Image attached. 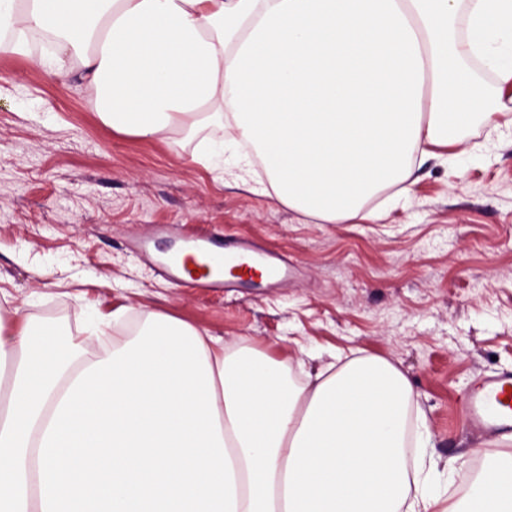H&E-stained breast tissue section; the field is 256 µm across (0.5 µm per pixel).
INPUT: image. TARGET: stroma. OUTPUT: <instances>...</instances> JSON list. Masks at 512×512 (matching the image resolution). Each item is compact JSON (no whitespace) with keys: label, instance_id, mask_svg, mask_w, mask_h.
<instances>
[{"label":"stroma","instance_id":"35a3bbf8","mask_svg":"<svg viewBox=\"0 0 512 512\" xmlns=\"http://www.w3.org/2000/svg\"><path fill=\"white\" fill-rule=\"evenodd\" d=\"M475 75L493 119L415 167L409 199L392 189L372 199L378 221L328 224L263 195L257 156L228 130L114 132L79 78L0 52V320L77 331L86 306L121 309L111 331L121 342L162 313L262 352L295 380L339 353L387 359L425 413V455L455 462L429 491L461 496L487 459L512 453L511 439L472 431L463 406L480 379L512 369V85ZM209 150L223 152V171L199 163ZM157 224L168 234L153 236ZM198 232L253 240L294 274L205 292L157 275L136 246L153 236L158 254Z\"/></svg>","mask_w":512,"mask_h":512}]
</instances>
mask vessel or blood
Here are the masks:
<instances>
[{
	"label": "vessel or blood",
	"mask_w": 512,
	"mask_h": 512,
	"mask_svg": "<svg viewBox=\"0 0 512 512\" xmlns=\"http://www.w3.org/2000/svg\"><path fill=\"white\" fill-rule=\"evenodd\" d=\"M226 248L217 237L193 245L191 250L168 255L161 274L189 288L234 290L235 281L225 279ZM466 417L476 431L512 433V370L483 378L475 385L466 404Z\"/></svg>",
	"instance_id": "1"
}]
</instances>
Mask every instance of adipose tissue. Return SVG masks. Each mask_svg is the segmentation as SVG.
Listing matches in <instances>:
<instances>
[{
    "label": "adipose tissue",
    "instance_id": "adipose-tissue-1",
    "mask_svg": "<svg viewBox=\"0 0 512 512\" xmlns=\"http://www.w3.org/2000/svg\"><path fill=\"white\" fill-rule=\"evenodd\" d=\"M30 31L112 131L229 128L271 197L328 224L373 219L481 117L467 62L512 84V0H0V51L31 56ZM119 318L0 321V512H512V459L465 498L425 491L429 431L407 441L388 360L296 383L160 313L85 357Z\"/></svg>",
    "mask_w": 512,
    "mask_h": 512
}]
</instances>
